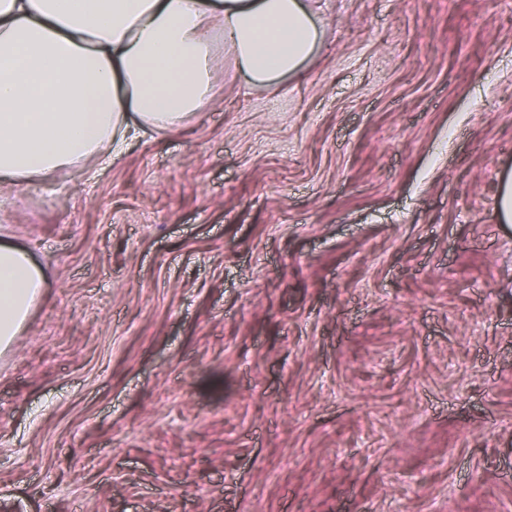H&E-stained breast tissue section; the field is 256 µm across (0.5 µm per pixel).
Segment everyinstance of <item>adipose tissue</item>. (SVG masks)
I'll return each instance as SVG.
<instances>
[{
    "label": "adipose tissue",
    "instance_id": "1",
    "mask_svg": "<svg viewBox=\"0 0 512 512\" xmlns=\"http://www.w3.org/2000/svg\"><path fill=\"white\" fill-rule=\"evenodd\" d=\"M309 0H0V186L97 158L131 131L182 127L212 102L217 51L266 84L315 52ZM28 250L0 244V351L47 288Z\"/></svg>",
    "mask_w": 512,
    "mask_h": 512
}]
</instances>
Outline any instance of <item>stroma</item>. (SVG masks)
Returning a JSON list of instances; mask_svg holds the SVG:
<instances>
[{"mask_svg":"<svg viewBox=\"0 0 512 512\" xmlns=\"http://www.w3.org/2000/svg\"><path fill=\"white\" fill-rule=\"evenodd\" d=\"M312 6L295 75L0 189V512H512V0ZM46 270L28 250L0 244V351L9 348L47 288Z\"/></svg>","mask_w":512,"mask_h":512,"instance_id":"1","label":"stroma"}]
</instances>
